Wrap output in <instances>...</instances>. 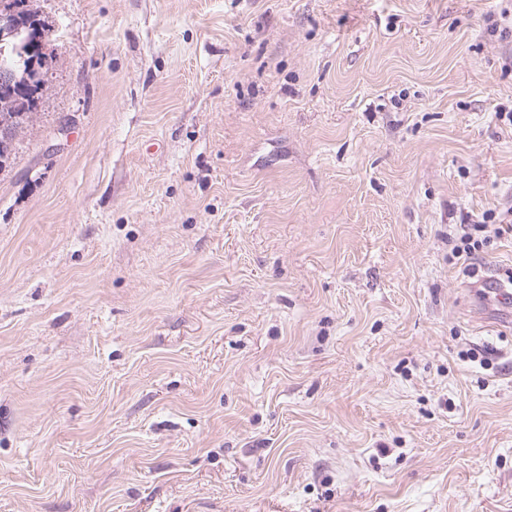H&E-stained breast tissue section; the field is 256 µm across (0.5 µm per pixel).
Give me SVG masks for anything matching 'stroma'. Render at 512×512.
<instances>
[{"instance_id": "1", "label": "stroma", "mask_w": 512, "mask_h": 512, "mask_svg": "<svg viewBox=\"0 0 512 512\" xmlns=\"http://www.w3.org/2000/svg\"><path fill=\"white\" fill-rule=\"evenodd\" d=\"M0 512H512V0H29Z\"/></svg>"}]
</instances>
